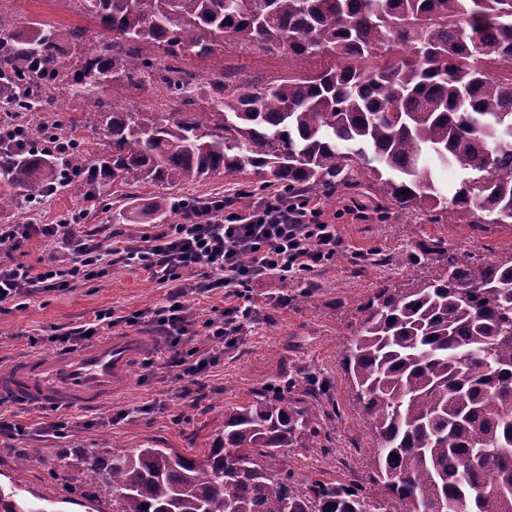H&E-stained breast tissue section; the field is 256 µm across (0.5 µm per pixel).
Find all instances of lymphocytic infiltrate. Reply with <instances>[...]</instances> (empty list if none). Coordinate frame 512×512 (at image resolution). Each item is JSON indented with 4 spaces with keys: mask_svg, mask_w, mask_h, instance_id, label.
I'll return each mask as SVG.
<instances>
[{
    "mask_svg": "<svg viewBox=\"0 0 512 512\" xmlns=\"http://www.w3.org/2000/svg\"><path fill=\"white\" fill-rule=\"evenodd\" d=\"M322 215L304 195L259 196L243 209L222 199L199 198L184 202L181 223L125 237L108 247L96 233L76 234L66 222L0 224V304L95 280L117 264L139 266L167 288L161 305L124 318L110 310L96 312L93 319L59 335L58 341L74 346L121 324L148 323L168 337L170 367L196 387L255 321L252 288L316 273L335 256L336 227ZM32 240L53 249L39 268L16 257L22 244ZM60 248L65 256H57ZM189 293H220L226 305L206 322L209 346L183 351L179 344L191 322L182 299Z\"/></svg>",
    "mask_w": 512,
    "mask_h": 512,
    "instance_id": "1",
    "label": "lymphocytic infiltrate"
}]
</instances>
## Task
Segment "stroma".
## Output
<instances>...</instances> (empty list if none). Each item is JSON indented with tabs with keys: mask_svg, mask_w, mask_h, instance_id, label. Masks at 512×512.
Here are the masks:
<instances>
[{
	"mask_svg": "<svg viewBox=\"0 0 512 512\" xmlns=\"http://www.w3.org/2000/svg\"><path fill=\"white\" fill-rule=\"evenodd\" d=\"M0 15L16 28L35 20L60 29L85 22L76 6L61 0H0ZM183 65L200 82L221 71L234 83L249 87L283 79L291 72L287 55L230 41L216 45L208 59L188 57ZM128 100L139 111L158 115L209 109L206 98L190 104L161 86L130 91ZM111 107V99L86 91L73 96L64 111L46 106L38 116L76 126L79 135L87 138L99 112ZM361 181L358 188L341 187L319 196L325 218L335 224L340 240L335 257L315 275L254 289L257 318L247 325L237 345L225 350L206 378L200 399L182 398L184 382L166 365L169 344L164 335L147 323L117 326V333L148 342L147 353L135 362L123 393L97 410L69 409L62 414L40 406L5 403L6 417L27 425L28 430L13 439L0 436V487H7L24 449L42 448L46 454L30 465L27 489L45 498L48 512H85L84 507L67 503V486L52 476L58 466L67 465L69 475L78 481L84 476L80 460L88 450L106 458L116 445L129 450L151 444L189 456L203 453L223 432L225 409L247 402L253 390L273 383L277 375L312 374L320 377L329 398L331 413L320 426L330 453L286 448L284 461L299 480L344 481L362 487L372 503L387 504L384 488L370 479L366 451L374 438L342 365L344 345L355 335L361 319L359 309L381 285L435 276L442 260L450 256L466 254L477 263L489 258L511 260L512 224H455L447 216L403 211L382 196L373 178L365 175ZM258 187V178L251 174L232 181L212 176L171 190L161 185L130 187L109 182L100 188L96 201L63 189L45 204L0 213V224H56L77 215L81 218L77 233L100 227L127 236L143 230L142 225L128 223L129 213L157 196H220L240 208L245 201L239 198V190ZM164 295L139 267L115 266L102 278L8 305L0 312V371L36 353H61L51 335L80 325L97 311L110 309L125 316L159 304ZM61 415L72 422L64 437L39 433L38 423Z\"/></svg>",
	"mask_w": 512,
	"mask_h": 512,
	"instance_id": "1",
	"label": "stroma"
}]
</instances>
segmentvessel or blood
<instances>
[{"label": "vessel or blood", "instance_id": "b4317fda", "mask_svg": "<svg viewBox=\"0 0 512 512\" xmlns=\"http://www.w3.org/2000/svg\"><path fill=\"white\" fill-rule=\"evenodd\" d=\"M144 344L109 336L58 357L29 356L0 373V398L24 405L94 410L129 384V370Z\"/></svg>", "mask_w": 512, "mask_h": 512}]
</instances>
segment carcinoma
I'll return each mask as SVG.
<instances>
[{"instance_id": "obj_1", "label": "carcinoma", "mask_w": 512, "mask_h": 512, "mask_svg": "<svg viewBox=\"0 0 512 512\" xmlns=\"http://www.w3.org/2000/svg\"><path fill=\"white\" fill-rule=\"evenodd\" d=\"M106 35L61 32L41 22L0 41V76L16 93L0 110L30 111L31 82L63 104L81 90L112 97L92 125L96 163L70 130L44 136L70 144L62 158L34 146L0 150V212L62 187L80 193L87 174L174 187L252 168L289 194L382 183L403 210L444 213L462 224H512V0H79ZM266 53H286L294 74L252 90L210 78V111L174 119L126 106L130 87L161 85L186 100L196 75L159 67L158 45L177 60L205 58L224 34ZM84 47L70 76L63 44ZM334 58L317 73L314 55ZM493 64L499 74L483 68ZM459 172L446 196L437 169ZM343 366L375 438L372 480L395 512H430L440 498L471 512H512V263L448 258L432 279L383 287L360 308ZM326 392L310 376L253 391L224 411V432L200 458L170 448L91 454L98 476L80 493L112 512H376L364 490L302 482L283 448L321 447ZM24 480L0 492V512H35Z\"/></svg>"}]
</instances>
